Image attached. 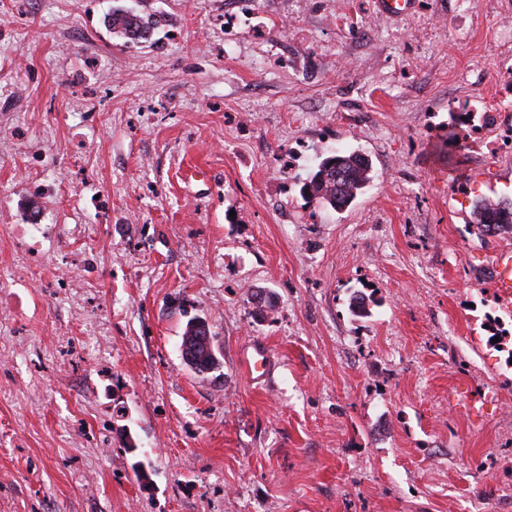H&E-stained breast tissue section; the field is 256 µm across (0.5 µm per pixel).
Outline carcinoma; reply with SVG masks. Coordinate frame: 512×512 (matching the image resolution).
<instances>
[{
  "label": "carcinoma",
  "mask_w": 512,
  "mask_h": 512,
  "mask_svg": "<svg viewBox=\"0 0 512 512\" xmlns=\"http://www.w3.org/2000/svg\"><path fill=\"white\" fill-rule=\"evenodd\" d=\"M112 33L129 41L147 38L156 20L131 11H114L109 20ZM372 180V165L357 151L338 149L324 158L303 182L304 194L323 204L341 210L351 204ZM473 223L482 235L512 231V200L479 198L473 205ZM184 363L195 373L205 374L218 368L213 340L191 319L186 323L180 345Z\"/></svg>",
  "instance_id": "cac0c4a2"
}]
</instances>
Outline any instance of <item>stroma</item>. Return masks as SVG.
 Listing matches in <instances>:
<instances>
[{
    "label": "stroma",
    "mask_w": 512,
    "mask_h": 512,
    "mask_svg": "<svg viewBox=\"0 0 512 512\" xmlns=\"http://www.w3.org/2000/svg\"><path fill=\"white\" fill-rule=\"evenodd\" d=\"M509 134L512 0H0V512H512ZM156 23L152 17H143L131 11H113L109 20L112 33L132 42L146 39ZM372 180V165L357 151L336 149L303 182L302 191L333 209L351 204ZM473 222L482 235L512 231V200L479 198L473 205ZM497 282L502 295L512 300V254H501L497 259ZM190 319L185 326L180 345L184 363L194 372L205 374L218 368L219 361L213 348V334L209 325V340L195 321ZM251 356H245L243 365L246 372L254 379H263L269 372L270 359L264 347L255 346Z\"/></svg>",
    "instance_id": "stroma-1"
}]
</instances>
